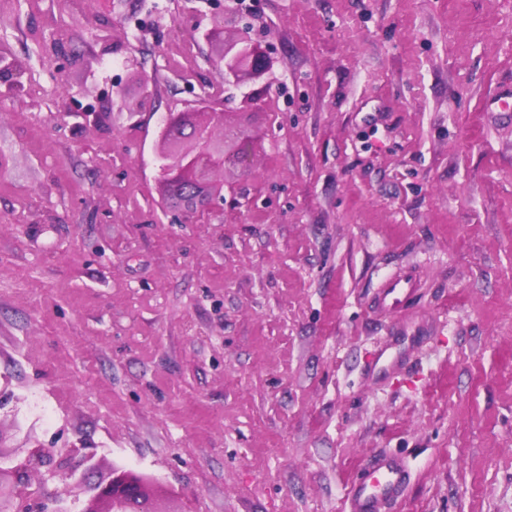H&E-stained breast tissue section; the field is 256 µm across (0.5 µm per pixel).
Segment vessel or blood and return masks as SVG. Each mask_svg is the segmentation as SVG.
Here are the masks:
<instances>
[{
  "instance_id": "obj_1",
  "label": "vessel or blood",
  "mask_w": 512,
  "mask_h": 512,
  "mask_svg": "<svg viewBox=\"0 0 512 512\" xmlns=\"http://www.w3.org/2000/svg\"><path fill=\"white\" fill-rule=\"evenodd\" d=\"M415 292L410 274L399 273L386 279L379 288L376 304L379 308L396 311ZM410 480L404 460L393 453L381 452L367 461V474L354 482L346 492L349 512H389L391 505L403 494Z\"/></svg>"
}]
</instances>
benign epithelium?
<instances>
[{
  "label": "benign epithelium",
  "instance_id": "7a95c632",
  "mask_svg": "<svg viewBox=\"0 0 512 512\" xmlns=\"http://www.w3.org/2000/svg\"><path fill=\"white\" fill-rule=\"evenodd\" d=\"M207 44L222 45L224 82L258 79L268 70L266 52L253 29L230 10L212 15L202 32ZM225 114L211 106V95L197 97L193 106L168 112L162 119L161 182L167 196L180 201L175 222L197 224L201 218L224 215L226 165L250 172L249 139H236L231 151L224 150ZM5 436L0 429V512H71L68 497L83 495L80 512H172L158 494L134 479L128 470L114 465L105 480L87 481L91 457L78 456V449L27 448L21 458L3 451ZM37 477L31 487V477ZM54 485L56 489L49 490Z\"/></svg>",
  "mask_w": 512,
  "mask_h": 512
}]
</instances>
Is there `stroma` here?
<instances>
[{"instance_id":"35a3bbf8","label":"stroma","mask_w":512,"mask_h":512,"mask_svg":"<svg viewBox=\"0 0 512 512\" xmlns=\"http://www.w3.org/2000/svg\"><path fill=\"white\" fill-rule=\"evenodd\" d=\"M144 4L0 0L10 446L146 473L171 512H348L388 450L411 473L390 512H512V112L484 109L512 85V0H166L132 33ZM231 6L270 47L238 87L192 28ZM187 78L252 143L224 172L249 206L201 224L160 187ZM110 96L127 110L84 119ZM407 265L413 300L378 312Z\"/></svg>"}]
</instances>
